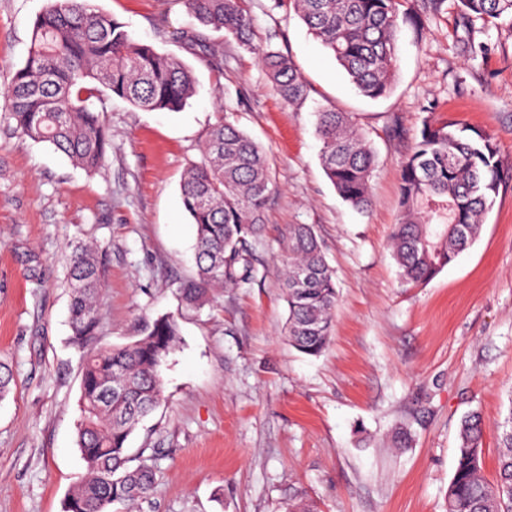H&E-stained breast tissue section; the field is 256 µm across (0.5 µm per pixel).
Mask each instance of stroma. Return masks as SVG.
Returning <instances> with one entry per match:
<instances>
[{
	"label": "stroma",
	"mask_w": 512,
	"mask_h": 512,
	"mask_svg": "<svg viewBox=\"0 0 512 512\" xmlns=\"http://www.w3.org/2000/svg\"><path fill=\"white\" fill-rule=\"evenodd\" d=\"M132 36L180 58L196 92L178 112L92 97L110 134L87 173L0 118V512H63L85 471L75 444L80 354L68 342L72 248L96 247L105 293L100 336L123 345L158 315L177 318L163 401L130 436L156 483L140 512H287L299 492L316 512H448L458 425L479 411L483 474L495 481L498 425L512 409V180L478 240L430 282L401 287L389 247L402 163L425 121L496 139L512 167V20L466 19L453 0L414 26L403 0L391 94L355 93L292 11L251 0L254 41L287 54L304 104L272 89L260 58L225 43L221 69L187 49L182 0H93ZM47 0H0V92L24 62ZM350 113L376 155L372 205L353 209L320 164L313 111ZM229 118L265 152L275 189L249 286L195 312L176 288L194 271L195 228L181 203L207 129ZM291 224L314 225L339 292L317 356L284 334L279 259Z\"/></svg>",
	"instance_id": "obj_1"
}]
</instances>
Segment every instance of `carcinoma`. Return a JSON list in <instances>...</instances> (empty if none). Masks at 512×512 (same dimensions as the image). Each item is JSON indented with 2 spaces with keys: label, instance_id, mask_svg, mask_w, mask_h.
I'll list each match as a JSON object with an SVG mask.
<instances>
[{
  "label": "carcinoma",
  "instance_id": "obj_1",
  "mask_svg": "<svg viewBox=\"0 0 512 512\" xmlns=\"http://www.w3.org/2000/svg\"><path fill=\"white\" fill-rule=\"evenodd\" d=\"M198 27L186 40L204 46L203 30L224 31L238 48L261 58L269 81L288 104L307 96L291 61L253 43L249 0H182ZM294 10L331 53L357 92L376 100L393 86L401 0H274ZM461 13L492 21L512 17V0H456ZM105 89L145 111H181L195 91L179 58L135 41L124 26L89 0H51L36 15L23 64L4 92L13 129L47 142L91 172L105 160L107 129L87 106ZM322 169L340 198L358 210L371 205L375 154L346 112H316ZM504 169L495 139L452 121L423 124L401 171L400 221L394 258L404 286L432 280L479 237ZM272 178L266 154L249 135L222 118L211 125L182 184L181 198L196 228V274L178 288L181 306L203 308L217 288H244L252 278V242L262 232ZM288 304L284 333L297 351L319 355L332 337L335 273L310 224L288 225L281 258ZM70 344L82 354L76 445L85 478L67 496L64 512H111L115 504L148 498L152 467L128 466L127 442L163 397L162 367L178 336L174 316L149 321L125 346L101 344L102 285L96 251L73 248L68 272ZM501 453L494 483L482 476L484 420L460 422L459 452L448 486V512H512V410L498 426Z\"/></svg>",
  "mask_w": 512,
  "mask_h": 512
}]
</instances>
